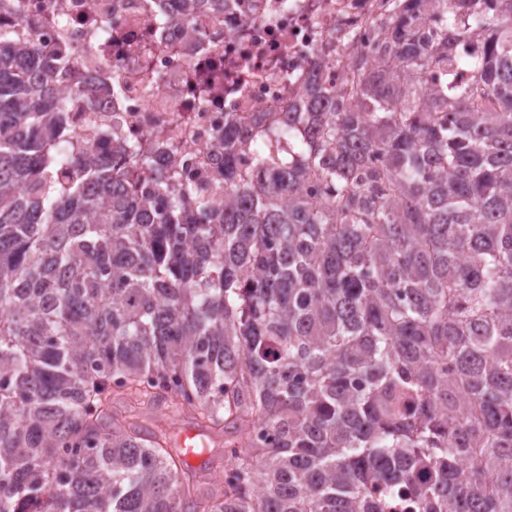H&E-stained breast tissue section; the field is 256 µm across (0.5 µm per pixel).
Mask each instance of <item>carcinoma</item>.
Wrapping results in <instances>:
<instances>
[{
    "label": "carcinoma",
    "instance_id": "cac0c4a2",
    "mask_svg": "<svg viewBox=\"0 0 512 512\" xmlns=\"http://www.w3.org/2000/svg\"><path fill=\"white\" fill-rule=\"evenodd\" d=\"M392 2L307 134L224 128L222 211L162 142L56 149L65 66L0 26V512H512V0Z\"/></svg>",
    "mask_w": 512,
    "mask_h": 512
}]
</instances>
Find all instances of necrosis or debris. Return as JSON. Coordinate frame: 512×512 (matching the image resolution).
<instances>
[{"mask_svg": "<svg viewBox=\"0 0 512 512\" xmlns=\"http://www.w3.org/2000/svg\"><path fill=\"white\" fill-rule=\"evenodd\" d=\"M390 0H224L193 10L186 28L172 0H24L38 49L65 56L68 98L60 144L111 155L128 142L173 144L184 181L223 193L224 128L301 108L310 81L339 89L353 50L369 48ZM222 73L224 90L202 99L189 72Z\"/></svg>", "mask_w": 512, "mask_h": 512, "instance_id": "1", "label": "necrosis or debris"}]
</instances>
